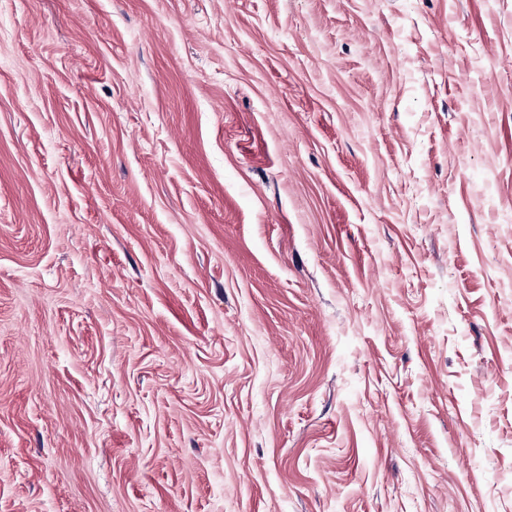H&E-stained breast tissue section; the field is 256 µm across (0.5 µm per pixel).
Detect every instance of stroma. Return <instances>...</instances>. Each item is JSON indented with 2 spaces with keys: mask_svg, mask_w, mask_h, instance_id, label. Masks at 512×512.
<instances>
[{
  "mask_svg": "<svg viewBox=\"0 0 512 512\" xmlns=\"http://www.w3.org/2000/svg\"><path fill=\"white\" fill-rule=\"evenodd\" d=\"M0 512H512V0H0Z\"/></svg>",
  "mask_w": 512,
  "mask_h": 512,
  "instance_id": "35a3bbf8",
  "label": "stroma"
}]
</instances>
